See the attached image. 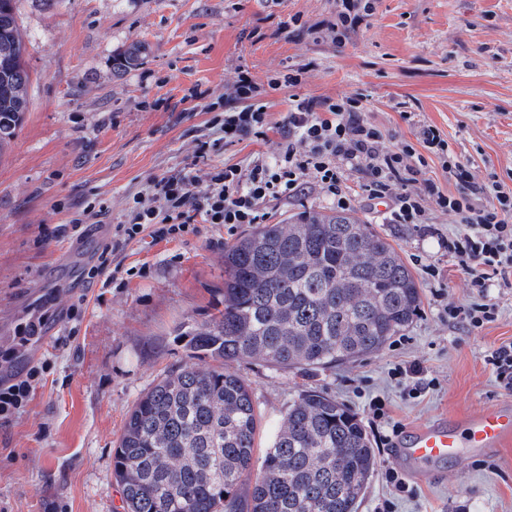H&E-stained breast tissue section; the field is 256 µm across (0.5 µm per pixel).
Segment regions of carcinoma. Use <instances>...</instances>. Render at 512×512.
Here are the masks:
<instances>
[{
  "instance_id": "cac0c4a2",
  "label": "carcinoma",
  "mask_w": 512,
  "mask_h": 512,
  "mask_svg": "<svg viewBox=\"0 0 512 512\" xmlns=\"http://www.w3.org/2000/svg\"><path fill=\"white\" fill-rule=\"evenodd\" d=\"M124 52L114 69L139 66ZM224 309L187 332L189 361L133 405L112 451L122 512H358L376 453L357 416L303 390L257 476L261 420L233 362L315 371L382 350L420 288L386 237L345 212L257 224L224 247ZM210 358L217 366H202Z\"/></svg>"
}]
</instances>
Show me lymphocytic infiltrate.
Returning a JSON list of instances; mask_svg holds the SVG:
<instances>
[{
    "label": "lymphocytic infiltrate",
    "instance_id": "lymphocytic-infiltrate-1",
    "mask_svg": "<svg viewBox=\"0 0 512 512\" xmlns=\"http://www.w3.org/2000/svg\"><path fill=\"white\" fill-rule=\"evenodd\" d=\"M371 14L370 0H340L334 21L325 28L341 46ZM257 92L251 76L240 72L233 87L236 104L224 113L220 138L199 142L194 163L208 164L224 143L267 140L265 106ZM430 154L455 179L459 193H446L427 178ZM352 173L359 177L354 190L347 184ZM311 182L341 210L349 209L359 195L389 201L386 219L391 224L427 223L433 208L454 214L461 229L440 238L439 246L464 273L472 301L448 309V317L471 329L497 319L491 293L512 288V191L495 181H476L433 125L416 126L413 140H392L365 117L354 96L289 98L273 155H254L244 166H209L201 183L188 176L152 178L148 201L136 202L127 222L105 235L81 279L88 286L108 285L115 256L146 237L169 241L196 224L262 223L268 203L291 198ZM0 359L7 368L0 374V421L7 422L25 412L31 395L45 384L52 362L45 358L33 363L6 352Z\"/></svg>",
    "mask_w": 512,
    "mask_h": 512
}]
</instances>
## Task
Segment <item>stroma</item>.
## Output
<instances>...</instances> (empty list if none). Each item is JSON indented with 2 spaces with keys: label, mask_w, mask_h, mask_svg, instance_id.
I'll list each match as a JSON object with an SVG mask.
<instances>
[{
  "label": "stroma",
  "mask_w": 512,
  "mask_h": 512,
  "mask_svg": "<svg viewBox=\"0 0 512 512\" xmlns=\"http://www.w3.org/2000/svg\"><path fill=\"white\" fill-rule=\"evenodd\" d=\"M335 13L336 0H17L32 83L29 110L0 151V338H11L39 298L52 311L71 303L100 237L71 241L62 222L95 202L107 206L106 223H123L149 178L191 171L194 140L212 118L191 92L229 103L243 71L265 86L285 66L304 68L298 85L262 94L269 123L282 120L292 95H354L393 137L409 140L416 122L432 124L479 179L512 189V0H374L367 25L340 48L309 32ZM134 44L140 65L115 71L114 56ZM333 209L309 186L271 202L268 221ZM351 210L412 270L420 311L379 353L355 361L306 372L235 365L261 413V446L307 389L344 403L370 435L374 397L407 429L512 399L483 362L486 349L512 341V290H493L499 318L477 331L443 315L444 305L469 302L463 275L449 271L437 243L459 230L457 217L432 211L430 235L384 223L381 204L358 200ZM247 230L203 224L173 241L131 244L117 257L130 271L122 284L93 286L75 329L47 327L33 355L51 357L54 370L25 413L0 424V512H114L112 450L125 417L164 370L184 363L180 332L220 307L224 248ZM428 264L439 280L426 278ZM399 365L421 366L429 389L409 393L391 374ZM376 454L358 512L387 499L394 512H512V444L423 476L395 449ZM389 469L415 497L396 496Z\"/></svg>",
  "instance_id": "35a3bbf8"
}]
</instances>
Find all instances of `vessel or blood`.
Segmentation results:
<instances>
[{
    "mask_svg": "<svg viewBox=\"0 0 512 512\" xmlns=\"http://www.w3.org/2000/svg\"><path fill=\"white\" fill-rule=\"evenodd\" d=\"M512 441V406L500 403L462 420L447 419L422 425L400 442V455L421 470L451 461L465 451L497 453Z\"/></svg>",
    "mask_w": 512,
    "mask_h": 512,
    "instance_id": "vessel-or-blood-1",
    "label": "vessel or blood"
}]
</instances>
